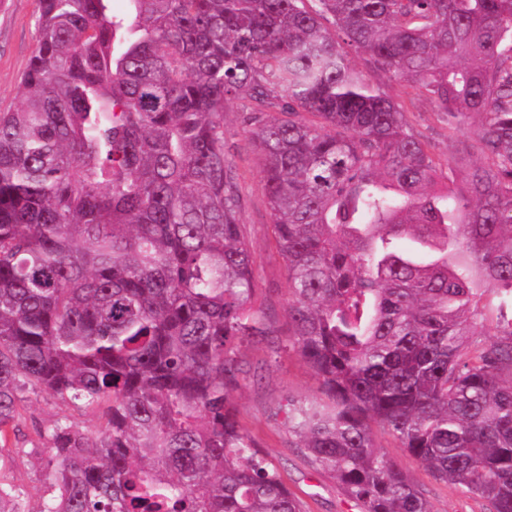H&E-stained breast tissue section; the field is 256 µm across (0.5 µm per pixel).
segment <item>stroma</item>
Returning <instances> with one entry per match:
<instances>
[{
  "label": "stroma",
  "instance_id": "stroma-1",
  "mask_svg": "<svg viewBox=\"0 0 512 512\" xmlns=\"http://www.w3.org/2000/svg\"><path fill=\"white\" fill-rule=\"evenodd\" d=\"M37 0H0V111L15 109L21 77L35 49ZM250 105L235 99L224 109L225 150L236 167L242 189L241 222L250 244L260 300L280 330L288 328V280L285 262L272 237L271 215L266 205L262 179V159L249 137L247 122ZM406 118L415 135L426 141L440 157L450 181L463 186L468 161L457 158L449 146L443 124L435 119L432 104L412 97ZM242 362L249 377L234 395L240 421L270 453L289 488L303 501L305 512H360L330 475L316 470L301 452L298 441L289 435L282 416L276 415L287 399L315 397L319 383L303 359L292 352L271 353L264 344H250ZM22 434L10 448L1 451L11 462L0 470L5 482L23 487L30 498V512H39L47 494L46 471L40 466L47 457V443L38 435L58 418H67L89 438L104 429L96 408L63 406L45 393L29 394L24 405ZM375 446L387 452L400 470L423 492L432 512H489L481 498L463 493L457 486L436 480L419 460L399 448L385 429L373 426Z\"/></svg>",
  "mask_w": 512,
  "mask_h": 512
}]
</instances>
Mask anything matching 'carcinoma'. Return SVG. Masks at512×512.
Instances as JSON below:
<instances>
[{
  "mask_svg": "<svg viewBox=\"0 0 512 512\" xmlns=\"http://www.w3.org/2000/svg\"><path fill=\"white\" fill-rule=\"evenodd\" d=\"M111 2L38 0L0 112V449L28 393L105 406L92 443L39 432L40 512H304L233 403L253 340L311 368L321 397L288 399V433L362 512H431L372 423L512 512V0ZM385 78L450 140L482 116L466 193ZM230 99L251 104L286 338L240 224ZM25 496L0 480V512Z\"/></svg>",
  "mask_w": 512,
  "mask_h": 512,
  "instance_id": "obj_1",
  "label": "carcinoma"
}]
</instances>
